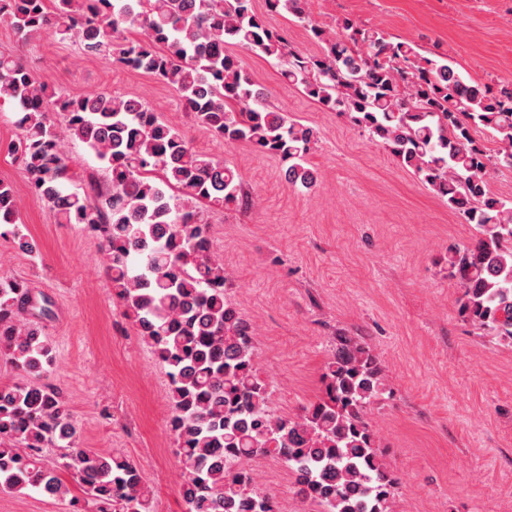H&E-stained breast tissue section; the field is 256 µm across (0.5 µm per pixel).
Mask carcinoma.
<instances>
[{"instance_id":"obj_1","label":"carcinoma","mask_w":512,"mask_h":512,"mask_svg":"<svg viewBox=\"0 0 512 512\" xmlns=\"http://www.w3.org/2000/svg\"><path fill=\"white\" fill-rule=\"evenodd\" d=\"M311 33L319 51H297L257 13L253 0H0V24L30 39L52 30L80 53L169 85L212 135L278 157L284 180L310 189L306 156L319 131L271 107L234 49L284 63L289 83L345 115L411 169L479 237L448 252L461 313L512 346V199L492 194L490 170L512 168V84L466 80L443 55L420 53L378 28L344 17L330 30L307 0H267ZM131 28L141 38L130 40ZM18 114L7 155L56 224H82L97 238L116 298L138 335L168 368L174 436L186 512H274L269 494L240 464L276 458L305 501L325 512H388L397 479L383 463L365 414L386 383L371 347L336 337L325 396L297 417L278 415L257 371L254 332L225 295L224 262L211 249L212 216L249 205L241 176L196 151L142 100L100 92L73 98L35 79L22 59L0 53V103ZM491 135L487 153L475 137ZM102 162L94 197L68 188L65 141ZM0 224L16 248L37 245L17 223L15 190L0 180ZM49 299L0 276V356L25 379L0 386V490L65 498L58 471L74 474V512H153V496L128 459L77 446L62 392L48 382L52 347L39 321ZM48 448L59 460L45 462Z\"/></svg>"}]
</instances>
